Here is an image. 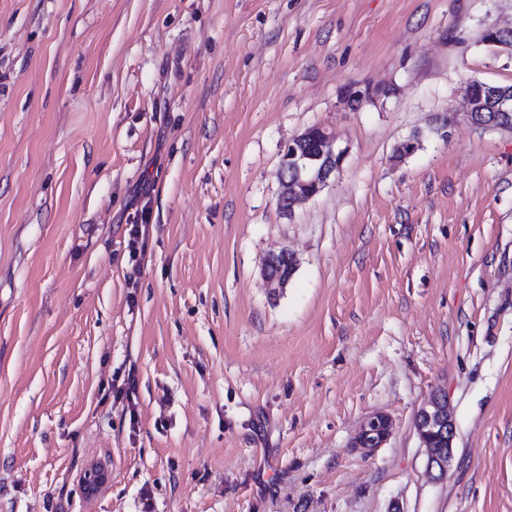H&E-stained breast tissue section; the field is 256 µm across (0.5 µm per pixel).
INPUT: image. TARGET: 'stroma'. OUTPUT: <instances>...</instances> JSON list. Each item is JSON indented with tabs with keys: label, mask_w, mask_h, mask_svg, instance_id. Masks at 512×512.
<instances>
[{
	"label": "stroma",
	"mask_w": 512,
	"mask_h": 512,
	"mask_svg": "<svg viewBox=\"0 0 512 512\" xmlns=\"http://www.w3.org/2000/svg\"><path fill=\"white\" fill-rule=\"evenodd\" d=\"M494 24L512 0H0V512H512V132L463 107L512 85ZM312 126L346 155L288 216ZM295 257L288 249L273 253L266 261L264 277L272 296L279 295L295 271ZM444 404L442 399L435 397L426 407H423L418 412L416 417V428L423 444L427 448L428 462L431 467L439 466L444 468L452 459L456 430L449 408ZM438 431L443 435L448 432V441L443 444L444 446H442L441 440L430 436ZM429 436L433 441L434 448L431 442L427 440ZM437 448H448V460L444 459V455L441 458L439 457ZM390 429L391 423L386 415H374L362 425L356 438L357 444L361 448H378L388 438Z\"/></svg>",
	"instance_id": "obj_1"
}]
</instances>
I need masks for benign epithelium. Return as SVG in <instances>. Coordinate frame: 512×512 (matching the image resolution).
Returning a JSON list of instances; mask_svg holds the SVG:
<instances>
[{"instance_id":"obj_1","label":"benign epithelium","mask_w":512,"mask_h":512,"mask_svg":"<svg viewBox=\"0 0 512 512\" xmlns=\"http://www.w3.org/2000/svg\"><path fill=\"white\" fill-rule=\"evenodd\" d=\"M489 46L512 45V28L492 25L484 34ZM467 116L481 126L512 130V90L478 80L470 81L464 88ZM346 150L336 147L332 132L323 126H313L288 141L282 151L279 180L282 191L278 198L281 211L292 215L295 206L319 194L339 170ZM295 271V257L282 249L266 261L264 277L272 296L280 294L288 285ZM418 434L427 448L430 466L441 468L449 461L439 456L428 437L437 432L448 435V450H453L455 425L449 408L435 397L422 408L416 417ZM391 429L389 418L377 414L362 425L357 444L361 448H378L388 438Z\"/></svg>"}]
</instances>
